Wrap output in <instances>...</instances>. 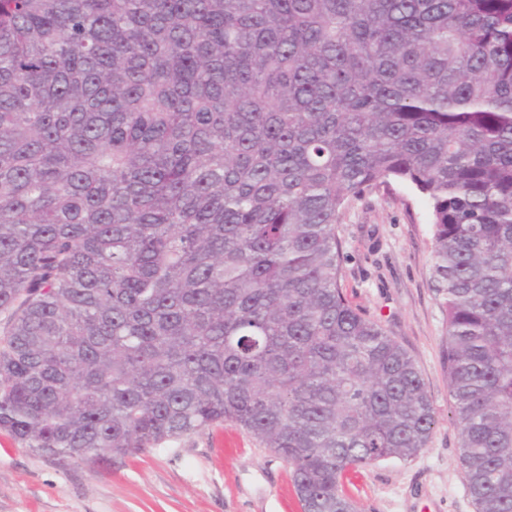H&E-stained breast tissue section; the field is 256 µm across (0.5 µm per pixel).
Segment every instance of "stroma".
<instances>
[{
	"label": "stroma",
	"instance_id": "stroma-1",
	"mask_svg": "<svg viewBox=\"0 0 512 512\" xmlns=\"http://www.w3.org/2000/svg\"><path fill=\"white\" fill-rule=\"evenodd\" d=\"M344 294L415 360L436 425L428 448L345 484L357 512H475L455 463L446 314L432 277L425 199L392 185L354 202L338 229ZM0 512H300L288 464L232 422L95 463L32 452L0 430Z\"/></svg>",
	"mask_w": 512,
	"mask_h": 512
}]
</instances>
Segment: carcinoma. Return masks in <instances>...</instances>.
Wrapping results in <instances>:
<instances>
[{
  "instance_id": "obj_1",
  "label": "carcinoma",
  "mask_w": 512,
  "mask_h": 512,
  "mask_svg": "<svg viewBox=\"0 0 512 512\" xmlns=\"http://www.w3.org/2000/svg\"><path fill=\"white\" fill-rule=\"evenodd\" d=\"M427 201L456 463L512 512V0H0V429L96 462L226 421L302 512L435 428L337 228Z\"/></svg>"
}]
</instances>
